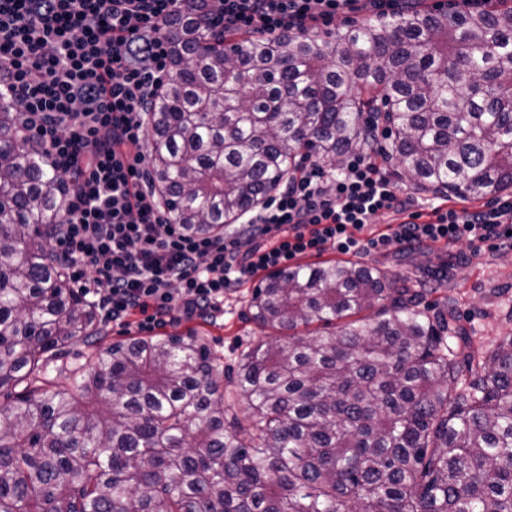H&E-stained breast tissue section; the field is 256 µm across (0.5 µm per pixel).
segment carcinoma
Wrapping results in <instances>:
<instances>
[{
  "label": "carcinoma",
  "mask_w": 512,
  "mask_h": 512,
  "mask_svg": "<svg viewBox=\"0 0 512 512\" xmlns=\"http://www.w3.org/2000/svg\"><path fill=\"white\" fill-rule=\"evenodd\" d=\"M169 34L148 157L189 232H223L312 157L364 149L372 111L414 189L512 188V8L228 45L186 13ZM65 210L0 109V512H512V336L458 360L454 310L376 267L272 273L249 320L285 335L226 367L190 331L101 347L54 384L49 365L99 334L50 246Z\"/></svg>",
  "instance_id": "1"
}]
</instances>
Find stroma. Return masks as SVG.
Returning <instances> with one entry per match:
<instances>
[{
    "mask_svg": "<svg viewBox=\"0 0 512 512\" xmlns=\"http://www.w3.org/2000/svg\"><path fill=\"white\" fill-rule=\"evenodd\" d=\"M473 246L460 241L452 247L391 244L371 248L357 260L387 272L409 287L427 289L428 301L452 302L462 336L453 340L458 358L486 351L501 337L512 335V249L488 242L479 258ZM257 278L226 291L224 311L210 317L175 320L156 328L159 336L196 332L222 363L228 364L261 337V330L247 320L248 301Z\"/></svg>",
    "mask_w": 512,
    "mask_h": 512,
    "instance_id": "stroma-1",
    "label": "stroma"
}]
</instances>
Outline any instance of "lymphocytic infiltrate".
<instances>
[{
  "instance_id": "lymphocytic-infiltrate-1",
  "label": "lymphocytic infiltrate",
  "mask_w": 512,
  "mask_h": 512,
  "mask_svg": "<svg viewBox=\"0 0 512 512\" xmlns=\"http://www.w3.org/2000/svg\"><path fill=\"white\" fill-rule=\"evenodd\" d=\"M409 0H0V89L28 143L68 187L52 241L68 278L102 320L141 328L224 308V293L326 245L496 242L512 248V196L468 211L433 208L420 221L395 174L361 151L336 173L311 165L284 181L235 235L171 223L150 180L149 112L170 78L166 28L192 13L204 34H298L363 4L378 17ZM401 215L361 240L374 217ZM250 248H243V239Z\"/></svg>"
}]
</instances>
